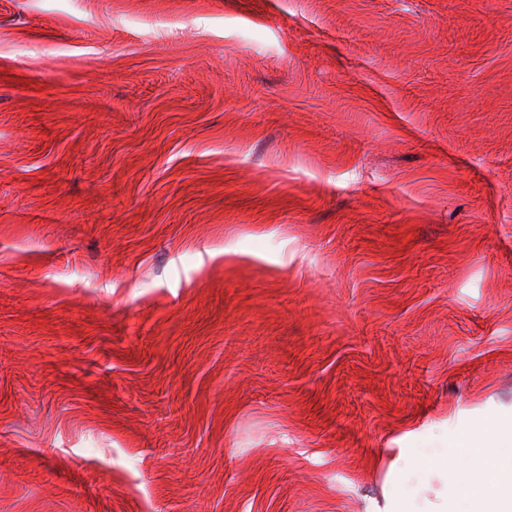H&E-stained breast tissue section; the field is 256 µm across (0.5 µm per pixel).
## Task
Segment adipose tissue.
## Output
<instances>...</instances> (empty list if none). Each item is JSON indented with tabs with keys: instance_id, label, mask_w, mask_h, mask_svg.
Returning <instances> with one entry per match:
<instances>
[{
	"instance_id": "obj_1",
	"label": "adipose tissue",
	"mask_w": 512,
	"mask_h": 512,
	"mask_svg": "<svg viewBox=\"0 0 512 512\" xmlns=\"http://www.w3.org/2000/svg\"><path fill=\"white\" fill-rule=\"evenodd\" d=\"M440 470L463 501H446L445 512H512V456L488 453L482 443L470 435H461L454 449L448 451Z\"/></svg>"
}]
</instances>
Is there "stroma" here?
Returning a JSON list of instances; mask_svg holds the SVG:
<instances>
[{
  "label": "stroma",
  "mask_w": 512,
  "mask_h": 512,
  "mask_svg": "<svg viewBox=\"0 0 512 512\" xmlns=\"http://www.w3.org/2000/svg\"><path fill=\"white\" fill-rule=\"evenodd\" d=\"M512 413V0H0V512H430Z\"/></svg>",
  "instance_id": "1"
}]
</instances>
